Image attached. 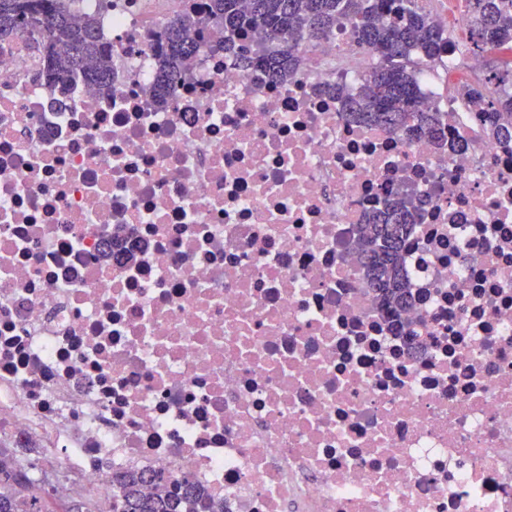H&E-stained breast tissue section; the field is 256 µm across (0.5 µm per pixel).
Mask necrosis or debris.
<instances>
[{
  "mask_svg": "<svg viewBox=\"0 0 512 512\" xmlns=\"http://www.w3.org/2000/svg\"><path fill=\"white\" fill-rule=\"evenodd\" d=\"M110 2H78L104 14L106 88L40 83L25 36L0 54V438L97 512L127 470L189 474L225 512H512V142L448 92L482 57L421 66L436 139L328 92L373 66L345 29L277 79L190 30L162 105L156 33L189 0ZM398 193L395 321L356 229Z\"/></svg>",
  "mask_w": 512,
  "mask_h": 512,
  "instance_id": "1",
  "label": "necrosis or debris"
}]
</instances>
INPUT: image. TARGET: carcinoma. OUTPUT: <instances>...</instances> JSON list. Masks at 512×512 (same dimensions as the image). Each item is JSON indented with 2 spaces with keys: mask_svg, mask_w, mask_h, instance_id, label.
<instances>
[{
  "mask_svg": "<svg viewBox=\"0 0 512 512\" xmlns=\"http://www.w3.org/2000/svg\"><path fill=\"white\" fill-rule=\"evenodd\" d=\"M73 0H0V43L32 36V48L42 67L37 76L56 82L79 75L90 89L107 86L112 78V41L104 35L101 16L79 19ZM207 0L203 12L185 13L165 21L158 35L155 89L166 103L169 87L181 79L184 63L195 56L197 45L188 40L192 27L220 32L215 48L233 57L247 70L264 67L273 78L294 71V36L309 41L323 39L346 25L357 46L372 54L375 65L363 79L360 94L347 100L348 110L363 122L384 126L407 136L431 135L437 113L419 110L420 88L417 64L432 60L450 37L419 4V0ZM465 21L470 50L481 54L493 48L512 51V0H469ZM244 27L268 32L273 47L254 57L236 36ZM471 107L489 114L492 132L512 138V63L489 68L483 81L462 88ZM416 212L408 202L394 196L384 209L359 227L362 267L380 307L398 316L410 299L402 274L403 242L412 231ZM32 464H22L17 452L0 453V512H53L37 493V480L29 474ZM150 484L155 491L147 494ZM112 512H224L208 499L190 476L169 477L161 473L119 472L112 474Z\"/></svg>",
  "mask_w": 512,
  "mask_h": 512,
  "instance_id": "1",
  "label": "carcinoma"
}]
</instances>
